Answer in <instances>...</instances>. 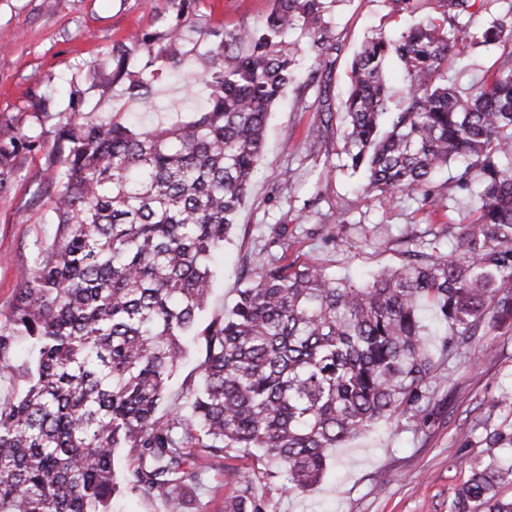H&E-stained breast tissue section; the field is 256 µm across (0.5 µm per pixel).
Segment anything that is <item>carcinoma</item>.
Here are the masks:
<instances>
[{
  "label": "carcinoma",
  "instance_id": "carcinoma-1",
  "mask_svg": "<svg viewBox=\"0 0 512 512\" xmlns=\"http://www.w3.org/2000/svg\"><path fill=\"white\" fill-rule=\"evenodd\" d=\"M441 16L357 52L343 103L347 163L364 191L412 196L421 208L475 196L466 224H434L428 250H407L361 286L316 264L287 262L288 236L273 227L265 250L239 271L238 300L201 331L199 383L184 407L161 413L212 284V262L233 233L263 152L269 112L295 77L296 29L318 34L327 0H273L260 26L214 32L187 58L182 24L160 37L142 69L131 38L113 50L112 83L152 105L158 78L199 70L204 108L160 129L91 114L59 126L46 156L54 191L52 242L37 249L0 313V374L18 378L0 402V512H110L129 490L180 512L206 469L236 488L224 512H265L255 480L227 464L258 448L274 462L263 479L306 489L331 450L382 419L433 414L425 387L444 360L468 347L487 319L512 323V47L467 92L448 69L468 44H512L493 18L480 35L459 18L475 0H438ZM317 74L333 61L310 44ZM401 63L406 94L389 111L384 63ZM455 161L444 189L434 172ZM428 303L445 337L431 348L419 307ZM31 364L15 365L20 342ZM131 459L116 478V450ZM469 476L452 512H512L498 496L512 462L465 457Z\"/></svg>",
  "mask_w": 512,
  "mask_h": 512
}]
</instances>
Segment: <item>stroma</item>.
<instances>
[{
  "label": "stroma",
  "instance_id": "obj_1",
  "mask_svg": "<svg viewBox=\"0 0 512 512\" xmlns=\"http://www.w3.org/2000/svg\"><path fill=\"white\" fill-rule=\"evenodd\" d=\"M271 7V0H187L180 14L171 0H0V129L39 139L35 149L11 157L13 175L0 187V312L37 247L56 234L53 197L35 188L47 179L45 158L57 127L88 112L106 121L168 127L193 120L200 110L191 96L197 79L192 66L157 82L150 108L107 85L113 48L134 34L164 32L180 16L194 55L207 49L213 32L259 24ZM439 13L437 0H422L413 13L391 12L388 0H332L322 42L334 66L325 85L309 79L310 35L294 33L302 50L299 76L269 117L258 174L216 258L200 325L233 306L238 270L276 224L288 230L289 259L320 265L339 278L362 283L401 262L407 239L426 226L417 203L359 191L362 176L347 167L343 153L342 120L324 133L320 153H309L307 142L319 125L322 97L341 109L352 60L367 40L401 33ZM500 53L493 46L467 47L448 77L469 87L494 71ZM325 219L336 232L329 244L313 233ZM429 389L435 410L427 424L379 423L334 449L314 486L289 490L275 481L263 487L267 512H451L453 492L468 477L463 457L512 458V327H486L469 350L447 361ZM493 428L506 439L490 447L485 434ZM202 480L183 512H224L230 490L223 471L207 470Z\"/></svg>",
  "mask_w": 512,
  "mask_h": 512
}]
</instances>
